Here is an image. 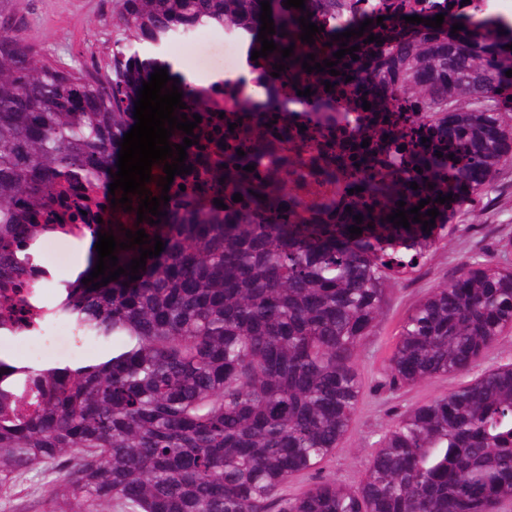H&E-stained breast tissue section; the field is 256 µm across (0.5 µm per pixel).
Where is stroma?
<instances>
[{
  "mask_svg": "<svg viewBox=\"0 0 512 512\" xmlns=\"http://www.w3.org/2000/svg\"><path fill=\"white\" fill-rule=\"evenodd\" d=\"M118 0H0V17L19 20L43 60L65 66L105 68L114 44L125 34L114 16ZM512 268V161L499 172L488 195L452 210L448 232L424 264L390 281V301L360 346L356 364L360 395L350 427L336 450L313 472L294 476L281 490L291 497L319 478L349 487L362 480L369 461L396 415L462 386L466 378L448 374L401 388L391 385L385 367L408 312L432 288L447 282L463 258ZM66 494L57 473L35 470L0 489V512H52Z\"/></svg>",
  "mask_w": 512,
  "mask_h": 512,
  "instance_id": "obj_1",
  "label": "stroma"
}]
</instances>
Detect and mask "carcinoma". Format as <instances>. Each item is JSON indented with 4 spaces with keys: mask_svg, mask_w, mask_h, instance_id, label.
Listing matches in <instances>:
<instances>
[{
    "mask_svg": "<svg viewBox=\"0 0 512 512\" xmlns=\"http://www.w3.org/2000/svg\"><path fill=\"white\" fill-rule=\"evenodd\" d=\"M260 2L119 0L128 43L112 48L104 71L35 64L38 51L15 22L0 38V332L58 317L106 347L73 365L0 359V486L52 469L68 493L59 512L88 500L130 512H501L512 502V364L394 419L357 487L321 478L296 497L281 490L348 431L360 391L355 355L388 303L392 268L424 263L446 232L450 206L436 199L448 188L458 202L494 190L512 158V125L497 106L512 85L498 66L512 56V21L480 0H377L374 17L393 24L349 38L358 59L345 55L332 76L302 61L335 60L332 36L355 28L360 0H305L303 10L269 0L277 49L253 66L272 106L224 131L245 155L221 142L193 153L186 190L153 225L137 222L135 209L125 224L98 223L154 69L176 79L190 121L237 107L236 82L193 85L162 47L205 27L251 40ZM438 14L439 28L405 21ZM301 16L324 27L312 45L300 40ZM455 23L464 28L451 32ZM275 64L285 66L277 78ZM347 96L352 105L336 108ZM364 126L374 132L367 147L351 135ZM304 134L314 140L308 158L287 157L284 143ZM285 166L308 195L349 174L363 203L351 211L333 200L309 217L303 201L283 207ZM222 178L234 189L225 192ZM412 182V201L394 193ZM417 200L429 201L421 222L387 219ZM355 225L362 234L352 237ZM78 226L119 243L145 230L148 243L114 252L120 267L154 248L156 235L164 250L138 280L122 274L97 289L100 277L82 283L92 254L51 306L34 309L22 248ZM511 327L512 271L467 258L404 319L390 383L468 373Z\"/></svg>",
    "mask_w": 512,
    "mask_h": 512,
    "instance_id": "cac0c4a2",
    "label": "carcinoma"
}]
</instances>
